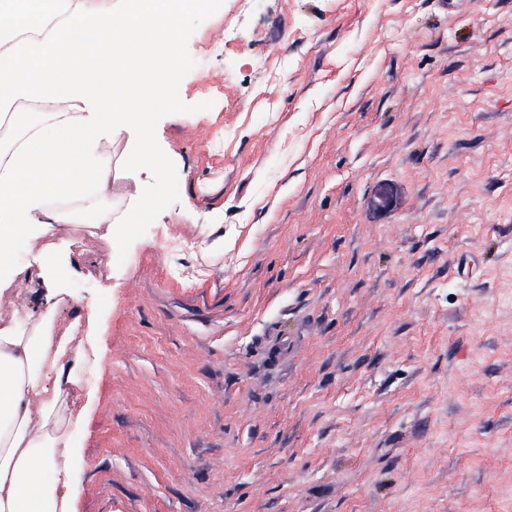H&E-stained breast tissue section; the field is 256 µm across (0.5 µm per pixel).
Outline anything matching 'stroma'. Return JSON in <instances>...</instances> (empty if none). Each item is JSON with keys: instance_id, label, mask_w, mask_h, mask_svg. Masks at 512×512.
I'll return each instance as SVG.
<instances>
[{"instance_id": "obj_1", "label": "stroma", "mask_w": 512, "mask_h": 512, "mask_svg": "<svg viewBox=\"0 0 512 512\" xmlns=\"http://www.w3.org/2000/svg\"><path fill=\"white\" fill-rule=\"evenodd\" d=\"M166 61L160 211L53 239L74 512H512V0H205Z\"/></svg>"}]
</instances>
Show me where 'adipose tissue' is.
Instances as JSON below:
<instances>
[{"label":"adipose tissue","instance_id":"ef3b65f1","mask_svg":"<svg viewBox=\"0 0 512 512\" xmlns=\"http://www.w3.org/2000/svg\"><path fill=\"white\" fill-rule=\"evenodd\" d=\"M197 0H122L94 8L87 0H8L0 33L33 38L0 49V294L37 285L40 310L0 321V512H72L69 476L58 470L69 452L66 429L81 425L79 404L98 362L83 346L90 327L78 300L45 262H12L31 226L49 235L62 224L95 232L130 223L159 201L129 195L112 205V187L138 182L161 159L150 149L157 71L146 61L171 51L175 22ZM143 93L130 111L131 90ZM49 105L28 122L18 105ZM117 163L104 161L115 142Z\"/></svg>","mask_w":512,"mask_h":512}]
</instances>
